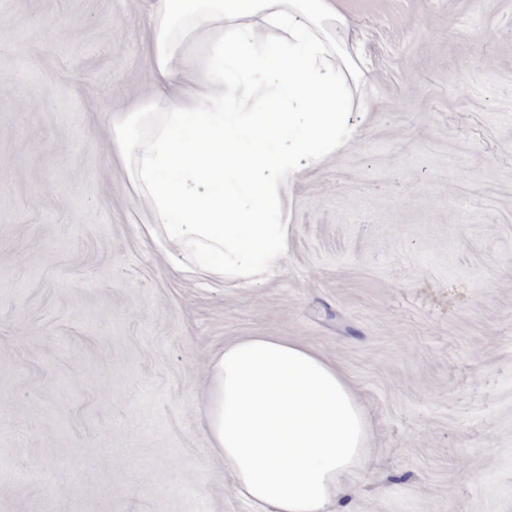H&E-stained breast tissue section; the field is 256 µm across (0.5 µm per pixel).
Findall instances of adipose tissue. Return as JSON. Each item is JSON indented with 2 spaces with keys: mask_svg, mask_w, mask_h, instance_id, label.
Segmentation results:
<instances>
[{
  "mask_svg": "<svg viewBox=\"0 0 512 512\" xmlns=\"http://www.w3.org/2000/svg\"><path fill=\"white\" fill-rule=\"evenodd\" d=\"M146 2L151 97L112 115L143 233L200 280L264 282L283 268L301 164L357 133L364 43L339 0ZM201 428L254 512H331L365 467L370 424L317 351L248 336L214 357Z\"/></svg>",
  "mask_w": 512,
  "mask_h": 512,
  "instance_id": "1",
  "label": "adipose tissue"
}]
</instances>
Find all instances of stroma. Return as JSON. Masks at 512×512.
Segmentation results:
<instances>
[{
  "instance_id": "stroma-1",
  "label": "stroma",
  "mask_w": 512,
  "mask_h": 512,
  "mask_svg": "<svg viewBox=\"0 0 512 512\" xmlns=\"http://www.w3.org/2000/svg\"><path fill=\"white\" fill-rule=\"evenodd\" d=\"M357 136L290 188L281 274L200 284L142 236L114 103L143 0L0 7V512H251L198 427L214 355L284 336L351 379L368 466L334 512H512V0H343Z\"/></svg>"
}]
</instances>
